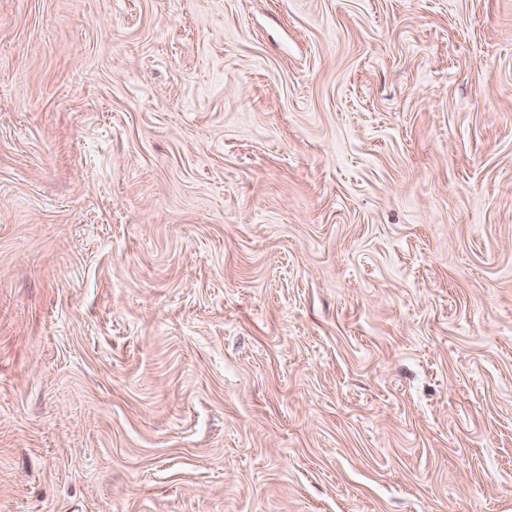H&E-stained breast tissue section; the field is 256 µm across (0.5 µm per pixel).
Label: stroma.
<instances>
[{
  "label": "stroma",
  "mask_w": 512,
  "mask_h": 512,
  "mask_svg": "<svg viewBox=\"0 0 512 512\" xmlns=\"http://www.w3.org/2000/svg\"><path fill=\"white\" fill-rule=\"evenodd\" d=\"M0 512H512V0H0Z\"/></svg>",
  "instance_id": "obj_1"
}]
</instances>
